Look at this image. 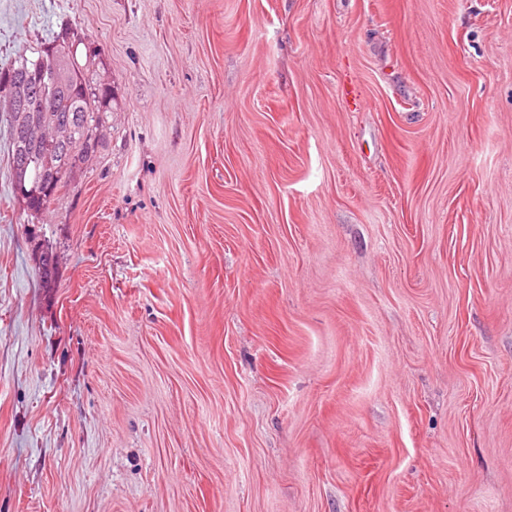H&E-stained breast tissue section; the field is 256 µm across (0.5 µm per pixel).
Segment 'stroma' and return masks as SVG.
Listing matches in <instances>:
<instances>
[{
    "label": "stroma",
    "mask_w": 512,
    "mask_h": 512,
    "mask_svg": "<svg viewBox=\"0 0 512 512\" xmlns=\"http://www.w3.org/2000/svg\"><path fill=\"white\" fill-rule=\"evenodd\" d=\"M64 25L111 110L35 217L0 121V512H512V0H0V69Z\"/></svg>",
    "instance_id": "obj_1"
}]
</instances>
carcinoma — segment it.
Instances as JSON below:
<instances>
[{
	"instance_id": "carcinoma-1",
	"label": "carcinoma",
	"mask_w": 512,
	"mask_h": 512,
	"mask_svg": "<svg viewBox=\"0 0 512 512\" xmlns=\"http://www.w3.org/2000/svg\"><path fill=\"white\" fill-rule=\"evenodd\" d=\"M85 37L72 28H65L56 39L46 42L37 56L17 54L7 71L0 72V86H9L15 95L33 91L32 74L42 59H53L67 75L68 80L60 90L58 109L52 121L69 124L74 128V138L49 151L50 166L32 144L23 142L15 128L17 114L7 110L6 122L10 129L11 153L9 165L12 180L25 184L28 195L21 198L27 211L36 216L65 189L79 165L98 153L104 140L97 132L106 125L107 112L111 109V91L97 81L96 56L78 58L79 45Z\"/></svg>"
}]
</instances>
